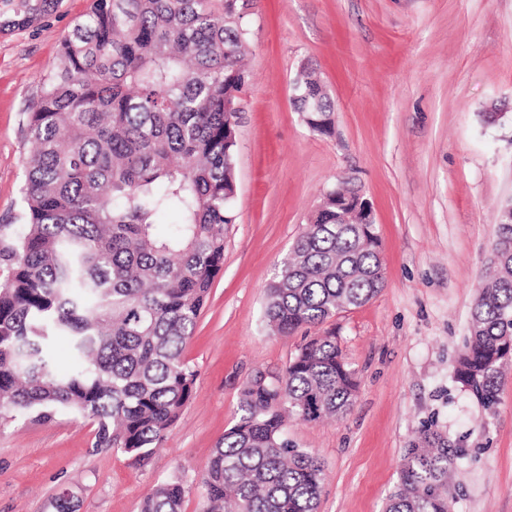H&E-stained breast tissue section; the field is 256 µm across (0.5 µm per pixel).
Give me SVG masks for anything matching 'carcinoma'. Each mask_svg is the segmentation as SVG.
<instances>
[{"instance_id":"cac0c4a2","label":"carcinoma","mask_w":512,"mask_h":512,"mask_svg":"<svg viewBox=\"0 0 512 512\" xmlns=\"http://www.w3.org/2000/svg\"><path fill=\"white\" fill-rule=\"evenodd\" d=\"M56 0H5V25L25 28ZM231 0H92L61 44L28 113L22 223L0 225V415L63 410L97 425L98 447L144 461L192 398L183 351L224 265L233 205L234 105L249 84L247 30ZM317 111L334 104L307 73ZM275 278L264 321L288 335L361 306L380 289V240L348 181L326 191ZM355 212L336 214V196ZM170 212L178 223L158 230ZM494 271L475 299L455 379L492 408L512 367V218L497 224ZM65 338L76 368L52 353ZM355 372L336 336H313L279 376L240 394L235 423L201 480L204 512H317L323 466L292 445L284 417L346 413ZM458 451L425 426L406 449L385 512H449ZM186 489L158 484L140 512H182Z\"/></svg>"}]
</instances>
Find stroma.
Listing matches in <instances>:
<instances>
[{
    "label": "stroma",
    "instance_id": "stroma-1",
    "mask_svg": "<svg viewBox=\"0 0 512 512\" xmlns=\"http://www.w3.org/2000/svg\"><path fill=\"white\" fill-rule=\"evenodd\" d=\"M90 0H59L24 29H0V224L22 210L24 128L64 36ZM251 84L239 100L237 220L184 356L195 394L146 461L96 447L92 420L0 417V512H140L182 481L183 512L232 426L245 383L274 375L320 331L334 332L359 390L344 416L288 421L322 462L318 512H383L411 441L435 425L459 458L452 512H512V371L492 409L457 383L501 208L512 199V0H246ZM335 101L331 133L292 104L304 66ZM373 208L384 285L323 327L265 325V289L337 179Z\"/></svg>",
    "mask_w": 512,
    "mask_h": 512
}]
</instances>
